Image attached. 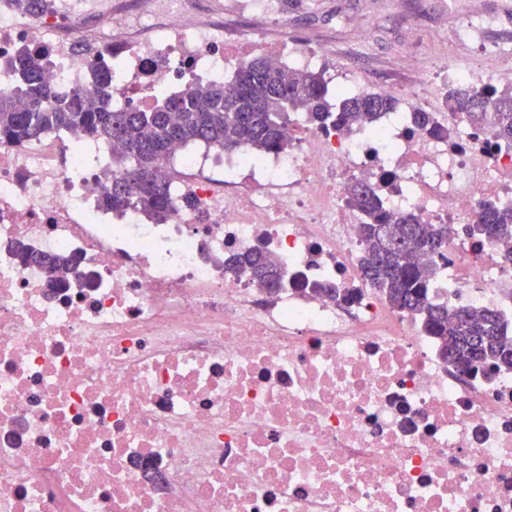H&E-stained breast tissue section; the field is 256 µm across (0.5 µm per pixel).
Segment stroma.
Returning <instances> with one entry per match:
<instances>
[{"mask_svg": "<svg viewBox=\"0 0 512 512\" xmlns=\"http://www.w3.org/2000/svg\"><path fill=\"white\" fill-rule=\"evenodd\" d=\"M282 10L287 28L251 14L235 16L234 26L333 53L338 65L398 96L417 90L418 73L436 59L461 69L482 66L483 44L502 46L492 70L512 77V6L505 0H284ZM360 28L368 33L362 44Z\"/></svg>", "mask_w": 512, "mask_h": 512, "instance_id": "1", "label": "stroma"}]
</instances>
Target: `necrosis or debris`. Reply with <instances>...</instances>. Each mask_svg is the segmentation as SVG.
<instances>
[{
	"instance_id": "1",
	"label": "necrosis or debris",
	"mask_w": 512,
	"mask_h": 512,
	"mask_svg": "<svg viewBox=\"0 0 512 512\" xmlns=\"http://www.w3.org/2000/svg\"><path fill=\"white\" fill-rule=\"evenodd\" d=\"M21 45L45 54L62 98L110 71L118 111L229 84L257 55L321 71L337 97L370 91L333 55L240 37L188 0L133 16L59 0L39 17L0 0L1 88ZM419 82L371 131L292 112L287 149L257 160L175 147L159 162L175 200L162 224L103 206L108 144L67 129L0 141V512H512V371L456 370L360 275L356 182L393 215L448 225L449 301L512 322L506 250L470 233L484 201L512 208V145L448 107L449 89L495 79L449 66ZM18 242L74 256L66 287L19 265ZM257 248L275 290L229 263Z\"/></svg>"
}]
</instances>
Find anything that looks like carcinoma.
Here are the masks:
<instances>
[{
    "label": "carcinoma",
    "mask_w": 512,
    "mask_h": 512,
    "mask_svg": "<svg viewBox=\"0 0 512 512\" xmlns=\"http://www.w3.org/2000/svg\"><path fill=\"white\" fill-rule=\"evenodd\" d=\"M33 16L53 10L52 0H13ZM45 55L20 48L10 63L16 90H0V140L22 143L46 131L79 129L112 145V187L103 198L111 210L133 206L157 223L171 216L168 180L158 159L177 143L217 148L245 147L253 153L282 150L287 143L282 124L290 112H304L309 122L349 126L393 111V96L368 93L351 96L331 113L327 88L315 71L288 75L254 58L237 70L227 87L198 85L160 99L149 110L112 111L111 75L93 73L90 88L52 103L51 87L43 79ZM494 108L481 95L462 88L448 91L451 108L468 112L476 122L492 120L499 139L512 142V91L493 90ZM348 203L365 216L361 272L395 310L416 315L431 336L439 339L446 360L464 372L512 370V325L491 307L436 302L431 292L439 278L437 265H424L418 256L440 254L450 230L443 224H422L412 214L398 218L364 183L348 190ZM471 231L480 237L512 245V209L488 202ZM51 285L63 282L72 268L67 255L42 257ZM266 285L277 280V269L261 252L236 262Z\"/></svg>",
    "instance_id": "obj_1"
}]
</instances>
